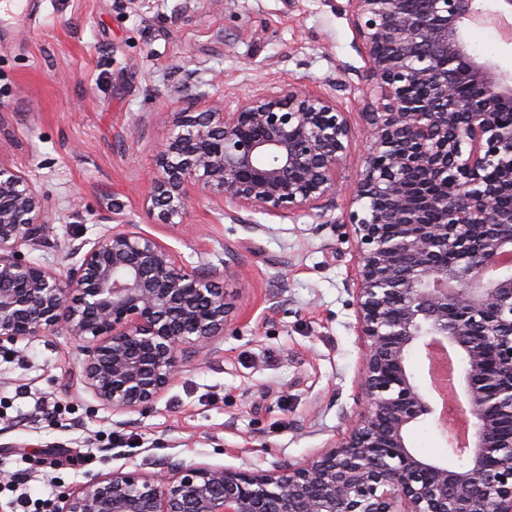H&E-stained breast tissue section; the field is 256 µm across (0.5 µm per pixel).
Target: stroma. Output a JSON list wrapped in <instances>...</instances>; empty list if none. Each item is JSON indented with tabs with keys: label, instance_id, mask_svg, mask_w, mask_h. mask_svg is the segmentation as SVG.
Instances as JSON below:
<instances>
[{
	"label": "stroma",
	"instance_id": "1",
	"mask_svg": "<svg viewBox=\"0 0 512 512\" xmlns=\"http://www.w3.org/2000/svg\"><path fill=\"white\" fill-rule=\"evenodd\" d=\"M347 0H28L0 21V161L47 196L57 243L30 261L65 271L71 246L140 231L244 296L206 361L149 409L115 413L85 390L65 336L0 350V479L34 499L115 471L185 462L272 471L336 442L357 408L361 342L347 285L356 247L337 197L326 223L260 211L243 220L195 192L182 224L143 200L172 113L228 108L287 85L335 97L362 124L370 78ZM470 51L512 68L491 27Z\"/></svg>",
	"mask_w": 512,
	"mask_h": 512
}]
</instances>
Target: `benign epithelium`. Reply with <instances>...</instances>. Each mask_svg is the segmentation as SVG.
<instances>
[{
    "label": "benign epithelium",
    "mask_w": 512,
    "mask_h": 512,
    "mask_svg": "<svg viewBox=\"0 0 512 512\" xmlns=\"http://www.w3.org/2000/svg\"><path fill=\"white\" fill-rule=\"evenodd\" d=\"M347 0L372 80L369 151L349 184L355 129L329 95L293 87L233 110L176 112L156 146L149 217L171 224L197 188L235 210L342 223L358 255L359 409L322 452L273 472L179 462L112 472L59 496L57 512H512V74L473 55L471 23L512 0ZM52 205L0 161V349L57 333L82 343L81 379L112 411L149 408L184 364L216 351L239 295L153 236L116 229L67 270L26 259L49 241ZM453 364L466 423L450 468L410 448L435 418L410 355Z\"/></svg>",
    "instance_id": "obj_1"
}]
</instances>
